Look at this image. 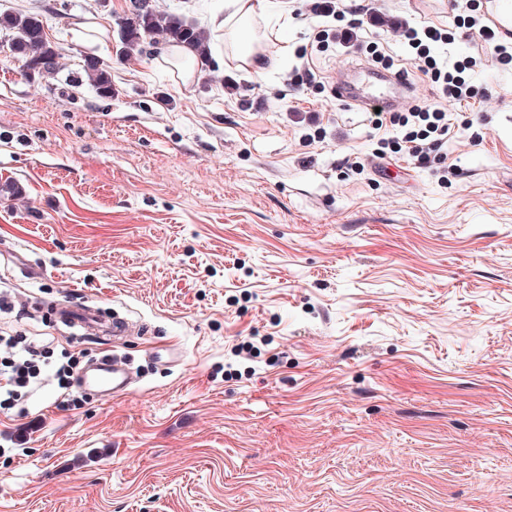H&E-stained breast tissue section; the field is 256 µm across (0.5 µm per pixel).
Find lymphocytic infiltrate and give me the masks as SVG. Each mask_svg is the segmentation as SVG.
<instances>
[{"label": "lymphocytic infiltrate", "instance_id": "obj_1", "mask_svg": "<svg viewBox=\"0 0 512 512\" xmlns=\"http://www.w3.org/2000/svg\"><path fill=\"white\" fill-rule=\"evenodd\" d=\"M477 2L452 0L457 28L463 29L472 39L493 45L499 64L512 65V51L498 43L495 30L476 17ZM311 12L325 20L314 36L319 43L333 38L343 46H350L357 30L363 26L362 20L346 17L345 7L339 0H314ZM400 37L415 68L437 87L439 96L434 102L415 104L404 112L371 113V124L379 133L373 154L378 158L399 154L423 164L431 155H442L457 127L468 126V119L451 116L447 104L474 98L475 90L467 72L476 67L477 60L468 56L450 67L440 64L433 47L448 43L449 37L447 30L434 25L402 26ZM0 348L5 351L0 357V410L8 411L21 404L39 386L40 362L45 348L23 336L3 335L0 336Z\"/></svg>", "mask_w": 512, "mask_h": 512}]
</instances>
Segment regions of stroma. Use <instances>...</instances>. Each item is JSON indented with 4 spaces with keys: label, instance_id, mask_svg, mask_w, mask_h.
Segmentation results:
<instances>
[{
    "label": "stroma",
    "instance_id": "35a3bbf8",
    "mask_svg": "<svg viewBox=\"0 0 512 512\" xmlns=\"http://www.w3.org/2000/svg\"><path fill=\"white\" fill-rule=\"evenodd\" d=\"M152 3L204 29L225 0ZM271 3L253 27L291 55L259 74L214 31L186 81L163 37L121 55L130 0H0L59 52L29 77L0 34V335L104 355L41 312L62 300L152 328L112 349L128 396L64 409L48 365L0 412V512H512V66L449 104L474 124L447 181L400 156L353 170L376 147L363 109L289 73L300 48L330 80L371 58L316 45L304 0ZM346 4L431 98L389 30L454 29L448 0ZM85 73L96 92L102 97H111L112 80L108 72L101 67L99 61L95 58L86 60Z\"/></svg>",
    "mask_w": 512,
    "mask_h": 512
}]
</instances>
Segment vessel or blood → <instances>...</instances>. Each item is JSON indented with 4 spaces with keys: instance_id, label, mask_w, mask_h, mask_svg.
Returning a JSON list of instances; mask_svg holds the SVG:
<instances>
[{
    "instance_id": "b4317fda",
    "label": "vessel or blood",
    "mask_w": 512,
    "mask_h": 512,
    "mask_svg": "<svg viewBox=\"0 0 512 512\" xmlns=\"http://www.w3.org/2000/svg\"><path fill=\"white\" fill-rule=\"evenodd\" d=\"M359 82L337 79L335 88L338 99L351 104L372 108L375 106L394 107L403 100L409 90L407 83L399 76L372 68L360 71ZM46 314L64 325L78 329L86 336L100 339H120L126 336L132 326L124 318L105 319L101 307H88L81 303L61 301L46 306ZM140 333H148L147 325H139ZM131 371L112 355H104L90 364L82 373L79 387L82 391L108 398H118L131 390Z\"/></svg>"
}]
</instances>
